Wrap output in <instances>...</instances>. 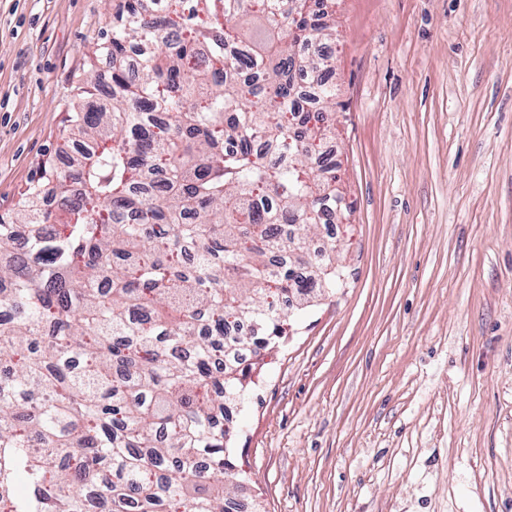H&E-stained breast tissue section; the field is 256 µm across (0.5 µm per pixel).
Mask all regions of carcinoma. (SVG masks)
<instances>
[{"instance_id":"cac0c4a2","label":"carcinoma","mask_w":512,"mask_h":512,"mask_svg":"<svg viewBox=\"0 0 512 512\" xmlns=\"http://www.w3.org/2000/svg\"><path fill=\"white\" fill-rule=\"evenodd\" d=\"M110 2L68 102L87 149L0 220V512H236L241 360L341 279L336 245L304 258L348 209L315 152L335 22L327 0Z\"/></svg>"}]
</instances>
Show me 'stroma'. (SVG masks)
Returning <instances> with one entry per match:
<instances>
[{"label":"stroma","instance_id":"1","mask_svg":"<svg viewBox=\"0 0 512 512\" xmlns=\"http://www.w3.org/2000/svg\"><path fill=\"white\" fill-rule=\"evenodd\" d=\"M343 278L238 416L263 512H512V0H336ZM104 0H0V217L74 152Z\"/></svg>","mask_w":512,"mask_h":512}]
</instances>
